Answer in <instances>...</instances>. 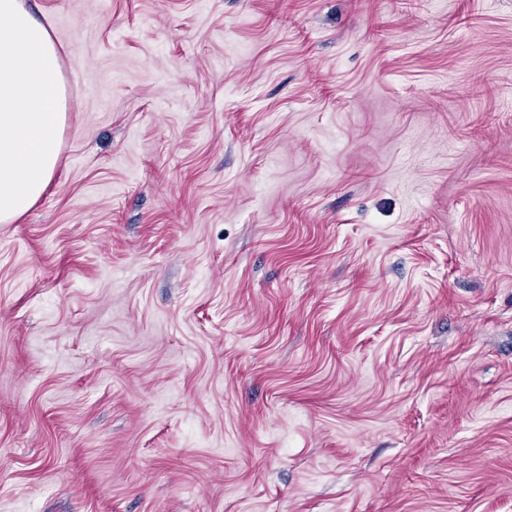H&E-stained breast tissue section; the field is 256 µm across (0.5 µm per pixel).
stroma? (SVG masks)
Masks as SVG:
<instances>
[{"instance_id": "stroma-1", "label": "stroma", "mask_w": 512, "mask_h": 512, "mask_svg": "<svg viewBox=\"0 0 512 512\" xmlns=\"http://www.w3.org/2000/svg\"><path fill=\"white\" fill-rule=\"evenodd\" d=\"M30 5L0 512H512V0ZM61 65L48 28L25 0H0V223L41 197L66 123Z\"/></svg>"}]
</instances>
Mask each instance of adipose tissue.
<instances>
[{
	"label": "adipose tissue",
	"mask_w": 512,
	"mask_h": 512,
	"mask_svg": "<svg viewBox=\"0 0 512 512\" xmlns=\"http://www.w3.org/2000/svg\"><path fill=\"white\" fill-rule=\"evenodd\" d=\"M61 65L25 0H0V223L25 215L59 160L66 123Z\"/></svg>",
	"instance_id": "ef3b65f1"
}]
</instances>
